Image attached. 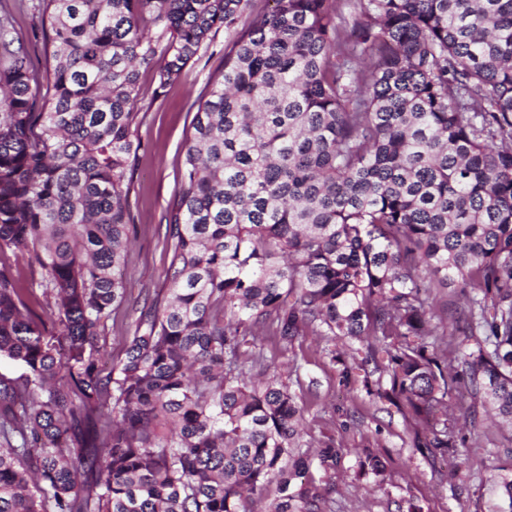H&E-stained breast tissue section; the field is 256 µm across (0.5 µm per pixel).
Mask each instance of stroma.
Returning <instances> with one entry per match:
<instances>
[{
  "label": "stroma",
  "instance_id": "1",
  "mask_svg": "<svg viewBox=\"0 0 512 512\" xmlns=\"http://www.w3.org/2000/svg\"><path fill=\"white\" fill-rule=\"evenodd\" d=\"M230 35L217 33L180 82L154 94L153 68L141 71L146 91L138 104L135 140L141 148L128 196L135 230L126 254L124 278L127 300L112 315L100 348L119 360L144 303L168 294L164 271L168 247L164 215L179 189L185 141L195 113L194 103L209 89L211 76L224 68ZM270 366L284 371V379L303 409L301 432L307 448L335 439L343 454L334 479L313 469L316 484L334 482L327 512H397L401 501L414 500L422 512H498L500 476L512 473V424H498L485 412L481 400L469 393L452 396L450 414L460 431L453 455L441 456L416 446L413 424L387 401L368 394L367 384L387 385L385 375H364L351 357L357 341L337 340L339 360L326 352V341L302 336L283 348L270 335L257 337ZM390 458L389 479L383 488L357 479L363 449Z\"/></svg>",
  "mask_w": 512,
  "mask_h": 512
}]
</instances>
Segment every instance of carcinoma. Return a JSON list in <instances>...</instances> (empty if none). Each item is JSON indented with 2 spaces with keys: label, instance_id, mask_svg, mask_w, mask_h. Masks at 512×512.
Here are the masks:
<instances>
[{
  "label": "carcinoma",
  "instance_id": "obj_1",
  "mask_svg": "<svg viewBox=\"0 0 512 512\" xmlns=\"http://www.w3.org/2000/svg\"><path fill=\"white\" fill-rule=\"evenodd\" d=\"M252 2L29 0L44 83L0 12V253L28 255L0 262V360L24 370L0 377V512H325L308 473L341 449L301 451L243 332L368 339L425 448L456 446L461 387L512 423V0ZM221 30L164 217L169 298L105 375L140 69L163 56L161 94ZM433 283L474 292L459 371ZM359 469L388 481L370 449Z\"/></svg>",
  "mask_w": 512,
  "mask_h": 512
}]
</instances>
